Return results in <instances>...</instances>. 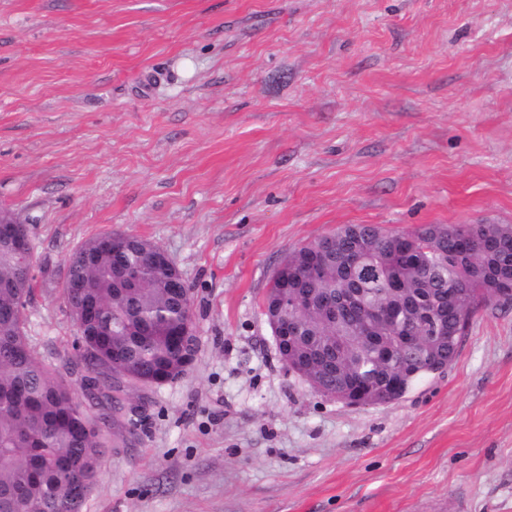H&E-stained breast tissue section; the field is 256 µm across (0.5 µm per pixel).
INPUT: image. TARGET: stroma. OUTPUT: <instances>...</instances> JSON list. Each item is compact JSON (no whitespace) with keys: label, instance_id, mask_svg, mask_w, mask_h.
<instances>
[{"label":"stroma","instance_id":"35a3bbf8","mask_svg":"<svg viewBox=\"0 0 512 512\" xmlns=\"http://www.w3.org/2000/svg\"><path fill=\"white\" fill-rule=\"evenodd\" d=\"M1 208L54 366L83 241L149 239L193 289L195 358L104 427L82 512H512V303L359 408L262 313L285 253L343 225L512 224V0H0Z\"/></svg>","mask_w":512,"mask_h":512}]
</instances>
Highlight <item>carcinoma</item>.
I'll return each instance as SVG.
<instances>
[{
  "instance_id": "1",
  "label": "carcinoma",
  "mask_w": 512,
  "mask_h": 512,
  "mask_svg": "<svg viewBox=\"0 0 512 512\" xmlns=\"http://www.w3.org/2000/svg\"><path fill=\"white\" fill-rule=\"evenodd\" d=\"M94 252L91 261L83 251ZM162 248L138 235L119 233L107 249L90 238L74 249L62 278L67 308L90 313L75 322V361L102 375L107 412L115 419L131 386L178 379L185 358L186 300L170 286L157 260ZM327 253L324 274L302 276L310 261ZM282 264L298 279L283 287L272 279L262 305L269 312L293 295L327 304L354 286L363 293L368 321L359 312L329 319L303 308L300 335L277 347L299 377L333 394L354 379L402 398L433 371L421 342L453 362L465 328L482 304L512 302V224H426L397 232L373 224H346L329 239L288 250ZM34 259L19 261L0 242V512H82L85 485L97 481L103 434L82 432L92 419L79 387L35 351L25 309L33 293ZM407 336L420 341L408 342Z\"/></svg>"
}]
</instances>
